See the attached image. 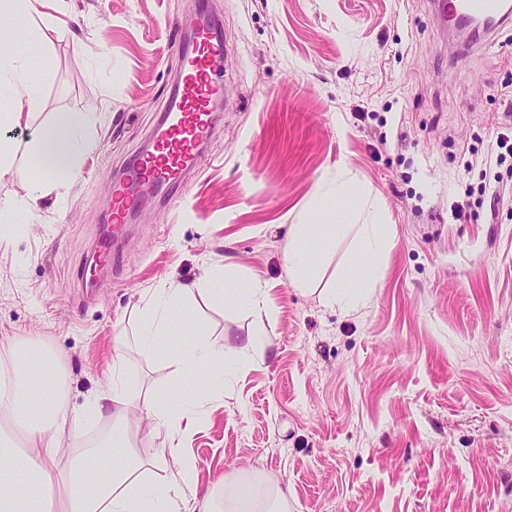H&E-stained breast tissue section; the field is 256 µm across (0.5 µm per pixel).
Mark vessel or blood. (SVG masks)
Returning a JSON list of instances; mask_svg holds the SVG:
<instances>
[{"label":"vessel or blood","instance_id":"1","mask_svg":"<svg viewBox=\"0 0 512 512\" xmlns=\"http://www.w3.org/2000/svg\"><path fill=\"white\" fill-rule=\"evenodd\" d=\"M436 7L442 26L448 28L487 18L496 29L512 23V0H438ZM227 54L216 17L207 7H200L193 33L178 38L173 91L151 150L134 158L112 181L108 210L113 224L124 223L140 199L157 190H164L170 198L179 194L187 175L199 170L201 147L220 121L215 103L224 96L219 75ZM114 255L112 233L104 231L93 255L92 271L111 269Z\"/></svg>","mask_w":512,"mask_h":512}]
</instances>
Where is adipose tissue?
<instances>
[{
  "label": "adipose tissue",
  "instance_id": "ef3b65f1",
  "mask_svg": "<svg viewBox=\"0 0 512 512\" xmlns=\"http://www.w3.org/2000/svg\"><path fill=\"white\" fill-rule=\"evenodd\" d=\"M42 2L0 0V17H8L13 31L25 37L20 48L0 55V101L10 106L0 113V126L28 125L39 101L41 75L33 61L42 52L35 20ZM97 120L93 110L57 113L36 138L42 167L78 175L80 157L96 146L89 132ZM383 218L380 200L357 195L349 179L320 181L288 237L285 259L293 283L308 287L314 258L347 233L356 240L357 260L382 258L389 242ZM206 294L244 302L257 312L267 308V292L256 280L238 289L226 287L216 274L202 284L166 279L142 310L135 344L172 367L173 386L132 410L120 381L125 360L115 354L112 386L90 405L112 421L106 440L112 453L104 458L96 449H86L60 479L48 462L64 428L79 427L78 417L68 411L65 379L53 353L37 340L0 336V416L22 430L18 437L0 432V512H289L288 497L279 490L256 507L247 498L220 504L212 493L192 492L194 476L183 458L181 437L211 402V377L224 375V342L198 328L189 329L175 349L162 347L161 340L170 332L173 314L190 319L193 301ZM143 418L162 440L159 457L150 460L134 447Z\"/></svg>",
  "mask_w": 512,
  "mask_h": 512
}]
</instances>
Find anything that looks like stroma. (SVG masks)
<instances>
[{"label": "stroma", "mask_w": 512, "mask_h": 512, "mask_svg": "<svg viewBox=\"0 0 512 512\" xmlns=\"http://www.w3.org/2000/svg\"><path fill=\"white\" fill-rule=\"evenodd\" d=\"M199 0H43L41 105L0 129L24 203L35 136L56 113L96 110L81 174H50L34 219L0 232V336L59 356L79 435L112 384L160 282L209 272L267 289L269 312L198 297L193 320L234 368L182 439L198 492L281 489L290 512H512V28L453 49L433 0H211L228 48L223 121L200 175L147 203L116 244L112 284L79 286L114 173L142 150ZM344 173L382 202L389 249L357 309L323 304L352 272V240L292 284L288 228L318 182ZM463 205L464 218L452 209ZM253 361L236 360L249 336ZM126 393L171 385L154 354L124 350Z\"/></svg>", "instance_id": "35a3bbf8"}]
</instances>
